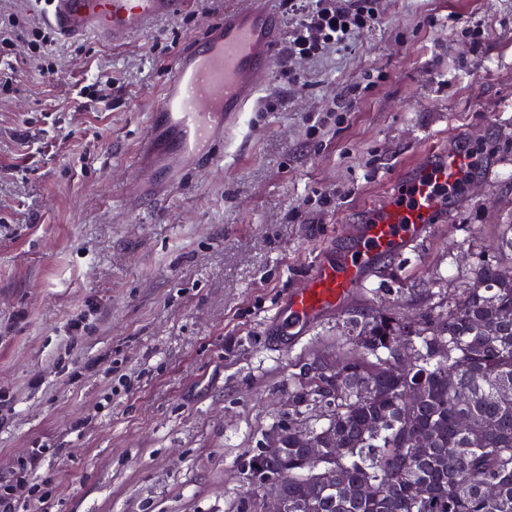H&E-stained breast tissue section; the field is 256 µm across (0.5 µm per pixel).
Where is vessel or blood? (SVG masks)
<instances>
[{"label": "vessel or blood", "instance_id": "obj_1", "mask_svg": "<svg viewBox=\"0 0 512 512\" xmlns=\"http://www.w3.org/2000/svg\"><path fill=\"white\" fill-rule=\"evenodd\" d=\"M39 22L59 39L87 38L119 44L150 29L160 19L186 10L190 0H43ZM281 22L271 6L225 11L202 40L187 45L175 58L172 75L150 112L135 149L142 180L166 174L182 183L185 173L212 161L216 148L232 138L236 124L256 103L259 82L282 62ZM429 176L412 185L413 201L391 204L372 219L361 241L340 261L318 259L304 286L288 292L279 317L288 324L306 320L341 303L361 287L380 256L398 252L431 229L433 213L442 205L431 180L452 179L465 164L457 151H426Z\"/></svg>", "mask_w": 512, "mask_h": 512}]
</instances>
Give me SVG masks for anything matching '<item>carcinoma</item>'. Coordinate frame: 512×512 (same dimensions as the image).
I'll return each instance as SVG.
<instances>
[{
  "instance_id": "obj_1",
  "label": "carcinoma",
  "mask_w": 512,
  "mask_h": 512,
  "mask_svg": "<svg viewBox=\"0 0 512 512\" xmlns=\"http://www.w3.org/2000/svg\"><path fill=\"white\" fill-rule=\"evenodd\" d=\"M501 270L479 262L446 309L347 316L352 348L299 364L288 410L261 434L283 452L247 455L233 512H261L268 494L288 512H512V278ZM402 344L412 362L393 369ZM416 389L423 399L403 400ZM304 436L322 459L307 457Z\"/></svg>"
}]
</instances>
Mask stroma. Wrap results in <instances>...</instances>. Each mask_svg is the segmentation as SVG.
<instances>
[{"label": "stroma", "mask_w": 512, "mask_h": 512, "mask_svg": "<svg viewBox=\"0 0 512 512\" xmlns=\"http://www.w3.org/2000/svg\"><path fill=\"white\" fill-rule=\"evenodd\" d=\"M245 2L35 53L28 0H0L19 74L0 86V477L48 446L45 512H232L298 359L341 343L345 313L447 305L512 224V0H379L355 43L294 62L297 83L273 70L213 163L133 202L135 146L175 57ZM101 70L111 84L82 102ZM431 148L473 167L430 232L336 309L280 322L285 292L407 193Z\"/></svg>", "instance_id": "obj_1"}]
</instances>
